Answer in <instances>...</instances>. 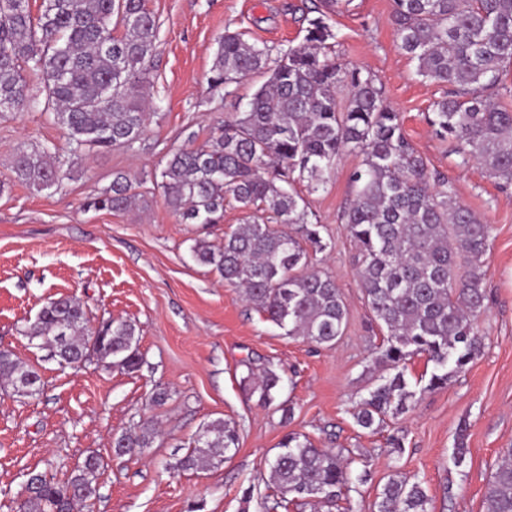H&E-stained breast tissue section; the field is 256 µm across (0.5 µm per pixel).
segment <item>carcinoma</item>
<instances>
[{"mask_svg": "<svg viewBox=\"0 0 512 512\" xmlns=\"http://www.w3.org/2000/svg\"><path fill=\"white\" fill-rule=\"evenodd\" d=\"M338 4L319 0L302 41L276 52L240 32L224 33L209 84L230 96V87L248 76L267 79L214 127L205 145L171 153L156 186L184 224L223 223L224 203L232 198L244 213L242 223L218 245L195 240L193 259L242 288L245 301L286 335L331 348L344 334L347 304L335 277L312 267L311 254L331 244L292 186L306 180L314 190L324 187L344 153L361 156L350 175L355 195L344 220L383 342L373 359L378 383L355 401L352 415L359 427L378 429L416 397L404 374L409 358L425 354L433 363L430 390L447 386L482 354L490 226L455 200L447 179L430 175L376 76L336 61ZM392 23L401 50L416 62V75L448 87L424 116L435 136L451 144L459 164L475 162L512 185V111L492 100L503 69L512 65V0H392ZM157 29L146 0H41L36 15L30 0H0V105L52 116L74 145L63 159L48 147L17 155L19 183L49 189L71 173L82 150L129 148L141 139ZM27 72L42 75L43 98L29 94ZM137 184L118 173L89 206L123 212L142 198ZM86 321L79 300L60 297L41 308L28 336L53 340L59 365L75 368L98 334L104 339L98 358L125 371L138 368L135 324L110 319L89 331ZM0 377L28 397L41 394L22 385L40 376L9 350L0 349ZM282 381L272 364L258 378L249 364L241 379L258 406L286 417L291 409L277 402ZM202 433L177 462L179 469L202 468L239 448L232 420L213 421ZM156 435L155 427L143 425L118 437L115 451L149 448ZM99 468L91 455L65 481L31 475L21 512H72L95 496ZM269 468L279 497L271 506L260 499L258 512L335 507L351 491L343 451L318 448L298 432L283 435ZM484 504V512H512V448L487 482ZM373 512H431L430 498L417 476L394 474Z\"/></svg>", "mask_w": 512, "mask_h": 512, "instance_id": "carcinoma-1", "label": "carcinoma"}]
</instances>
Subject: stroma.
Segmentation results:
<instances>
[{"instance_id": "1", "label": "stroma", "mask_w": 512, "mask_h": 512, "mask_svg": "<svg viewBox=\"0 0 512 512\" xmlns=\"http://www.w3.org/2000/svg\"><path fill=\"white\" fill-rule=\"evenodd\" d=\"M313 3L147 0L158 24L147 131L132 147L85 152L80 168L57 187L37 191L16 183L12 165L20 152L46 145L66 156L70 146L59 126L38 112L0 117V349L36 370L42 389L32 399L0 378V512H19L28 473L62 479L89 455L101 463L97 495L79 512H257L269 493L268 463L289 431L308 435L320 448L348 449L354 482L343 512H370L397 472L423 480L432 512H484L486 484L501 453L512 448V189L502 190L480 165H459L432 134L424 114L444 88L416 76L394 33L392 0H342L336 59L377 76L386 104L400 112L406 136L430 170L444 175L457 199L492 227L484 352L447 387L427 390L433 365L419 355L405 368L417 391L407 413L374 432L352 416L354 402L375 379L373 352L382 336L364 301L356 248L343 221L360 156L344 154L325 188L297 186L333 243L312 261L335 277L348 307L346 333L331 348L286 336L237 288L192 258L195 239L218 242L240 224L235 205H226L221 224H184L153 189V175L172 151L204 144L263 81L259 75L244 80L231 100L210 87L224 32L285 49L302 40ZM118 172L143 179L153 194L148 208H89ZM62 296L84 303L90 327L110 318L133 322L139 368L118 370L94 357L80 369L63 368L48 349L31 343L27 330L39 310ZM249 361L283 369L278 399L292 410L289 422L259 407L243 386ZM156 388L170 398L151 409L146 397ZM218 419L238 422L236 453L201 470H176L200 427ZM145 422L159 430L152 447L116 454L114 438ZM463 423L467 454L457 468L451 456ZM393 435L404 439L402 454L388 443Z\"/></svg>"}]
</instances>
